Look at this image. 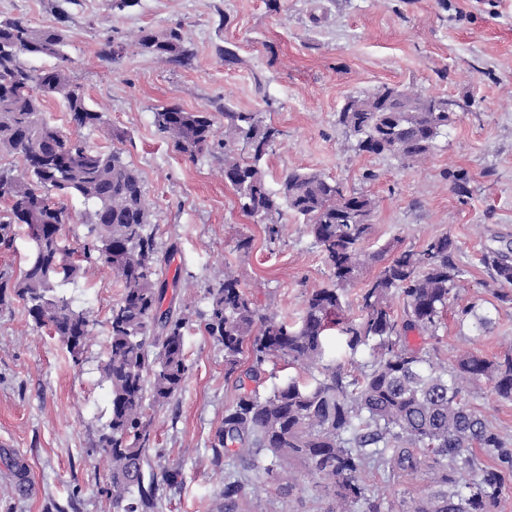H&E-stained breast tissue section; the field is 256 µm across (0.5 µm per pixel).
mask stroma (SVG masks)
<instances>
[{
	"label": "stroma",
	"mask_w": 512,
	"mask_h": 512,
	"mask_svg": "<svg viewBox=\"0 0 512 512\" xmlns=\"http://www.w3.org/2000/svg\"><path fill=\"white\" fill-rule=\"evenodd\" d=\"M35 30H62L70 76L102 112L96 129H76L61 98L46 99L44 117L67 136L100 150H118L143 179L160 249L175 248L167 277L183 285L165 301L188 318V376L180 394L148 408L155 473L180 468L182 482L163 487L162 512H216L226 475L238 460L211 463L210 441L236 391L225 376L224 350L202 329L207 291L232 267L261 312L297 321L306 295L330 284L332 271L302 219L284 212L279 237L239 208L224 181V148L197 158L177 152L156 130L154 114L178 104L209 112L224 134V112L257 113L281 131L263 159L267 185L296 169L315 170L371 196L376 208L364 243L376 252L390 242L421 249L447 235L456 246L465 288L452 300L435 333H411V345L447 363L463 350L494 357L512 350V303H500L482 262L495 239H512V0H0V20ZM180 29L190 53L185 64L141 50L140 31ZM112 58H102L104 48ZM239 64L225 65V49ZM415 96H441L454 121L428 157L405 165L389 154L358 151L337 122L351 96L381 85ZM468 173L467 193L450 178ZM249 249H238L241 239ZM63 292L89 315L92 335L80 362L57 336L35 327L22 303L0 313V445L20 450L29 465L32 495L12 497L0 477V512H50L75 503V512H114L105 490L109 474L94 452L110 415V393L99 365L108 344L107 321L122 288L100 264ZM465 305L489 313L482 333L460 322ZM512 450V402L486 384L465 395ZM386 501L420 495L430 475L367 476ZM328 498L304 470L286 486L258 484L249 512H325Z\"/></svg>",
	"instance_id": "obj_1"
}]
</instances>
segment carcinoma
Here are the masks:
<instances>
[{"label":"carcinoma","mask_w":512,"mask_h":512,"mask_svg":"<svg viewBox=\"0 0 512 512\" xmlns=\"http://www.w3.org/2000/svg\"><path fill=\"white\" fill-rule=\"evenodd\" d=\"M139 45L178 64L184 59L183 36L176 29L161 35L146 31ZM66 47L61 30L0 21V154L23 162L20 174L0 169V200L8 205L0 215V249L13 248L18 224L31 239L19 274L0 269V311L22 302L34 325L51 328L78 362L91 335L89 316L56 289L85 278L99 261L112 268L123 292L108 321L101 373L109 384L111 410L96 452L109 464L106 492L115 512H161L157 475H144L150 465L146 400L162 406L182 390L187 317L171 306L162 308L167 288L162 275L173 252L157 248L139 172L121 152L68 138L42 115L45 99L59 96L77 127L102 124V113L71 80ZM23 54L47 56L55 64L35 77L21 62ZM393 92L394 87L382 85L348 98L337 122L357 138L359 151L415 162L433 149L452 116L436 111L439 96L400 93L395 99ZM155 126L191 158L214 144V121L206 112L167 105L155 112ZM280 134L254 112L224 109V180L237 191L244 214L266 221L271 239L282 231V209L302 218L335 281L306 295L301 317L291 324L261 312L228 267L209 289L204 330L224 349L226 377L237 372L247 352L246 376L254 382L272 359L307 374L289 378L265 396L242 381L236 385L239 394L224 408V422L211 443L212 462L218 467L230 453L251 476L224 478V512H247L244 487L278 470L293 486L295 475L287 468L292 461L331 499L326 512H357L360 503L367 512H382L381 498L369 494L364 475L373 469L413 475L424 468L436 471L434 487L389 512H496L506 471L480 465L463 451L477 446L490 457L509 453L485 419L463 402L462 393L486 381L498 398L512 401V351L488 358L466 350L451 363L436 365L426 351L407 342L410 332H435L453 291L461 288L463 271L454 260L453 240L444 235L389 259V247L366 253L362 245L371 235L375 209L370 196L348 191L317 171L293 170L277 190L267 187L261 161ZM397 142L404 144L401 153L393 150ZM240 144L248 147V156L236 152ZM71 196L91 204L84 215L89 240L77 260L61 235L71 216L60 199ZM381 260L378 274L361 290V318L345 317L344 290L358 282L367 265ZM482 262L498 286V301L511 303L512 240L487 249ZM395 296L403 303L400 318L391 307ZM458 314L478 332L491 323L473 305ZM331 330L344 338L350 354L369 349L373 362L358 375L344 372L328 352ZM0 470L15 496L32 493L28 464L19 451L1 446Z\"/></svg>","instance_id":"carcinoma-1"}]
</instances>
